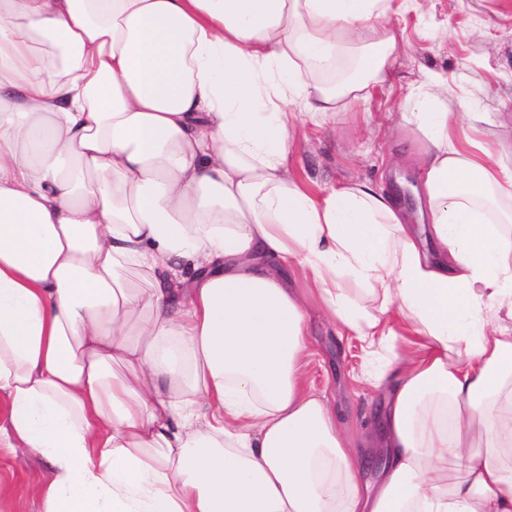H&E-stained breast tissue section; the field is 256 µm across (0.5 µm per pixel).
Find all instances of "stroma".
I'll use <instances>...</instances> for the list:
<instances>
[{"instance_id": "35a3bbf8", "label": "stroma", "mask_w": 512, "mask_h": 512, "mask_svg": "<svg viewBox=\"0 0 512 512\" xmlns=\"http://www.w3.org/2000/svg\"><path fill=\"white\" fill-rule=\"evenodd\" d=\"M401 48L393 83L328 122L299 113L289 154L291 173L328 188L346 182L384 183L396 196L416 184L421 136L397 113L422 72L448 79V106L480 115L457 124L459 135L512 152V0H393ZM308 380L354 438L371 429L384 403L372 383L365 343L314 320ZM48 478L43 459L0 448V512H43L33 476Z\"/></svg>"}]
</instances>
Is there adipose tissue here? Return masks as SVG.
<instances>
[{
  "label": "adipose tissue",
  "instance_id": "adipose-tissue-1",
  "mask_svg": "<svg viewBox=\"0 0 512 512\" xmlns=\"http://www.w3.org/2000/svg\"><path fill=\"white\" fill-rule=\"evenodd\" d=\"M391 2L0 0V447L43 512H512V169L438 73L427 223L288 169L296 110L389 82ZM316 312L421 341L371 453L306 386Z\"/></svg>",
  "mask_w": 512,
  "mask_h": 512
}]
</instances>
